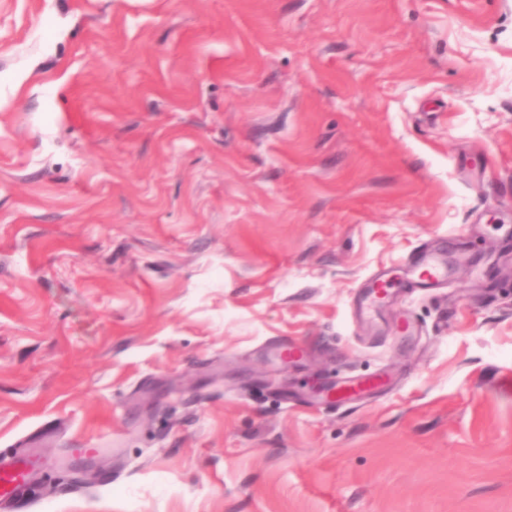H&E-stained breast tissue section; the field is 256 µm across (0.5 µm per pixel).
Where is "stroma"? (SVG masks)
<instances>
[{
  "mask_svg": "<svg viewBox=\"0 0 512 512\" xmlns=\"http://www.w3.org/2000/svg\"><path fill=\"white\" fill-rule=\"evenodd\" d=\"M28 445L0 512H512V0H0ZM408 272L411 283L417 288H437L448 279V266L445 261L439 256L427 253L410 260ZM391 295L388 273L381 272L369 284L363 304L362 314L370 315L381 308ZM382 383V378L377 377H356L345 380L336 385L328 387L326 393L328 396H337L345 399H355L362 395L366 390ZM32 462L25 456L0 459V499H24L34 492Z\"/></svg>",
  "mask_w": 512,
  "mask_h": 512,
  "instance_id": "1",
  "label": "stroma"
}]
</instances>
